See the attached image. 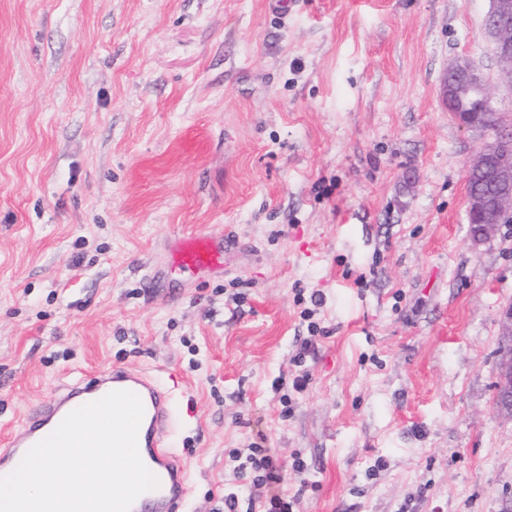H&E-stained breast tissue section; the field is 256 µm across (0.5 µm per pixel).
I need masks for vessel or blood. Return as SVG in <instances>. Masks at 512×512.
I'll return each mask as SVG.
<instances>
[{"label":"vessel or blood","mask_w":512,"mask_h":512,"mask_svg":"<svg viewBox=\"0 0 512 512\" xmlns=\"http://www.w3.org/2000/svg\"><path fill=\"white\" fill-rule=\"evenodd\" d=\"M224 248V239L191 234L172 247L169 266L207 276L223 268ZM116 390L134 392L142 401L144 413L137 433L138 452L159 481L156 489L135 499L130 512H186L187 465L177 449L165 444L172 425L171 393L154 378L122 366L112 367L88 380L63 385L53 397L33 406L18 432L6 447L0 448V476L12 473L29 449L48 437L70 412Z\"/></svg>","instance_id":"obj_1"}]
</instances>
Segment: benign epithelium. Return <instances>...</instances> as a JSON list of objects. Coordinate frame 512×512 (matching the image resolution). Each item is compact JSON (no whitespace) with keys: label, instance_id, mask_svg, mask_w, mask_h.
<instances>
[{"label":"benign epithelium","instance_id":"obj_1","mask_svg":"<svg viewBox=\"0 0 512 512\" xmlns=\"http://www.w3.org/2000/svg\"><path fill=\"white\" fill-rule=\"evenodd\" d=\"M483 26L493 44L500 80L512 87V0H489ZM446 77L442 96L447 103L467 99L478 104L476 112H455L453 116L460 127L478 133L482 140L480 151L465 171L466 180L477 183L476 190L468 193V222L478 226L472 240L479 244L495 230L501 217L512 211V122L504 121L498 136L488 135L484 115L496 111L493 94L489 82L469 60H456ZM497 405L512 417L511 359L501 363Z\"/></svg>","mask_w":512,"mask_h":512}]
</instances>
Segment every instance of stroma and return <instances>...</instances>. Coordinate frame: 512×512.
Segmentation results:
<instances>
[{
	"label": "stroma",
	"instance_id": "stroma-1",
	"mask_svg": "<svg viewBox=\"0 0 512 512\" xmlns=\"http://www.w3.org/2000/svg\"><path fill=\"white\" fill-rule=\"evenodd\" d=\"M488 6L0 0V448L117 365L174 394L187 512H249L228 452L262 436L296 512H512V223L473 245L441 97L465 58L512 116ZM195 232L223 274L167 272ZM497 405L507 416L512 417V360L501 363L499 382L497 385Z\"/></svg>",
	"mask_w": 512,
	"mask_h": 512
}]
</instances>
